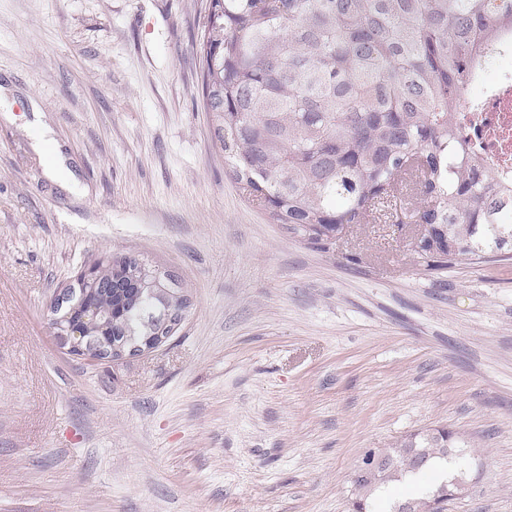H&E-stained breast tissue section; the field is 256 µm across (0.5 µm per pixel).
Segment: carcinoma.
I'll return each instance as SVG.
<instances>
[{
    "mask_svg": "<svg viewBox=\"0 0 512 512\" xmlns=\"http://www.w3.org/2000/svg\"><path fill=\"white\" fill-rule=\"evenodd\" d=\"M194 45L201 101L212 114L224 168L275 224L322 250L343 224H366L398 205L400 182L418 178L426 197L410 214L432 227L421 259L437 271L460 259H512V190L475 167L453 112L470 81L469 63L512 26V0H207ZM102 278L144 289L133 306L96 291L87 303L114 323L85 326L98 344L127 347L172 336L168 311L189 299L172 279L137 258L112 256ZM455 433L427 428L390 448L364 451L353 512H401L403 501L373 496L390 481L455 461ZM457 477L409 498L441 512Z\"/></svg>",
    "mask_w": 512,
    "mask_h": 512,
    "instance_id": "obj_1",
    "label": "carcinoma"
}]
</instances>
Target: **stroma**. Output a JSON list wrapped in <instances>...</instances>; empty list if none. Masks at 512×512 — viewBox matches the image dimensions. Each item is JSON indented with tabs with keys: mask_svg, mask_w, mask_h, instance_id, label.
Returning <instances> with one entry per match:
<instances>
[{
	"mask_svg": "<svg viewBox=\"0 0 512 512\" xmlns=\"http://www.w3.org/2000/svg\"><path fill=\"white\" fill-rule=\"evenodd\" d=\"M204 3L0 0V512H348L366 449L439 426L468 446L445 512H512V261L272 223L199 103ZM109 253L191 300L119 366L50 323Z\"/></svg>",
	"mask_w": 512,
	"mask_h": 512,
	"instance_id": "35a3bbf8",
	"label": "stroma"
}]
</instances>
